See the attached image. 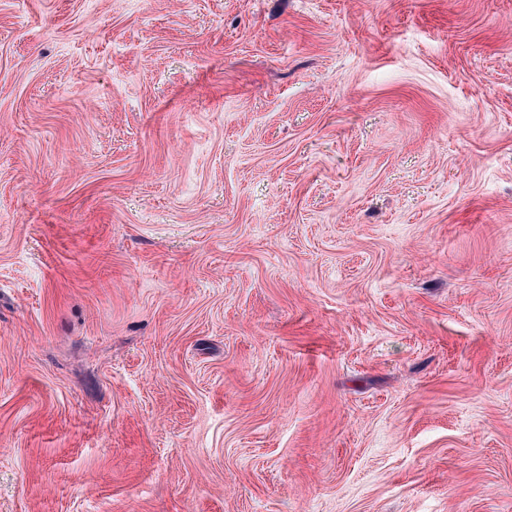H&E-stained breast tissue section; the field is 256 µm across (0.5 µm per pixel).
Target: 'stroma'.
<instances>
[{"instance_id":"obj_1","label":"stroma","mask_w":512,"mask_h":512,"mask_svg":"<svg viewBox=\"0 0 512 512\" xmlns=\"http://www.w3.org/2000/svg\"><path fill=\"white\" fill-rule=\"evenodd\" d=\"M0 512H512V0H0Z\"/></svg>"}]
</instances>
